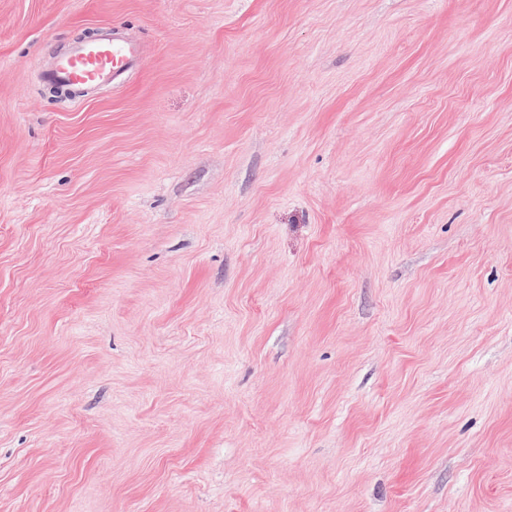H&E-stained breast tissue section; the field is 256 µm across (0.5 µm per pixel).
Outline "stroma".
Returning a JSON list of instances; mask_svg holds the SVG:
<instances>
[{"label": "stroma", "instance_id": "stroma-1", "mask_svg": "<svg viewBox=\"0 0 512 512\" xmlns=\"http://www.w3.org/2000/svg\"><path fill=\"white\" fill-rule=\"evenodd\" d=\"M0 512H512V0H0ZM144 49L137 41L78 42L46 72L51 83L69 84L95 91L122 75L137 70L144 61Z\"/></svg>", "mask_w": 512, "mask_h": 512}]
</instances>
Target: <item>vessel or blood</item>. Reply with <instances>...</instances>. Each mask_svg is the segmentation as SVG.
<instances>
[{"label": "vessel or blood", "instance_id": "vessel-or-blood-1", "mask_svg": "<svg viewBox=\"0 0 512 512\" xmlns=\"http://www.w3.org/2000/svg\"><path fill=\"white\" fill-rule=\"evenodd\" d=\"M144 49L136 41L78 42L46 72L51 83L69 84L97 90L122 75L138 69Z\"/></svg>", "mask_w": 512, "mask_h": 512}]
</instances>
